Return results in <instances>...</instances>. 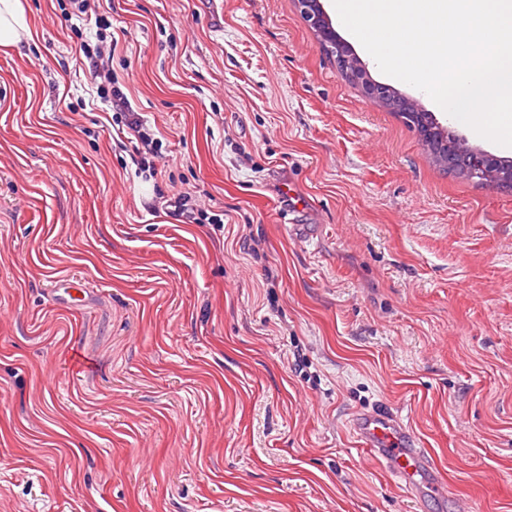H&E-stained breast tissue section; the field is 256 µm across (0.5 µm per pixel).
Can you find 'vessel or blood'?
I'll return each instance as SVG.
<instances>
[{"label": "vessel or blood", "instance_id": "vessel-or-blood-1", "mask_svg": "<svg viewBox=\"0 0 512 512\" xmlns=\"http://www.w3.org/2000/svg\"><path fill=\"white\" fill-rule=\"evenodd\" d=\"M350 427L369 457L408 498L423 500L445 489L434 460L401 417L387 408L355 414Z\"/></svg>", "mask_w": 512, "mask_h": 512}]
</instances>
